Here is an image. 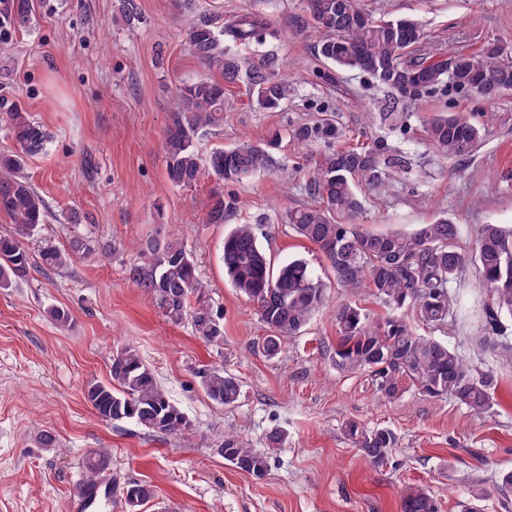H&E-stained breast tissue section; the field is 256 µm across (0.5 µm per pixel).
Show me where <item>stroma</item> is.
I'll use <instances>...</instances> for the list:
<instances>
[{"instance_id":"1","label":"stroma","mask_w":512,"mask_h":512,"mask_svg":"<svg viewBox=\"0 0 512 512\" xmlns=\"http://www.w3.org/2000/svg\"><path fill=\"white\" fill-rule=\"evenodd\" d=\"M32 0L24 29L0 26V118L21 106L46 129L43 154L23 174L44 198L47 218L26 241L31 257L48 244L91 237L102 257L54 270L31 267L0 289V512H70L88 450L107 449L118 486L154 491L145 512H400L408 486L430 491L439 512H459L471 492L487 493L483 512H512V494L494 488L512 471V366L480 344L488 299L473 265L451 288L462 305L438 333L477 370L497 378L490 412L406 390L381 401L369 376L333 366L336 325L320 310L301 336L285 340L269 360L255 353L264 336L256 308L232 287L221 260L224 226L205 221L212 191L224 192L228 222L256 224L274 262L309 261L344 301L324 258L284 221L311 203L307 173L328 147L377 148L403 170L383 193L360 185V224L372 231L412 230L442 215L458 224L472 248L484 224L512 225V92L487 102L443 81L409 98L371 75L317 54L319 37L300 27L301 0ZM376 18H409L421 29V53L445 59L487 43L512 59V0H359ZM254 13L274 30L263 43L225 40L250 65L271 62L287 83L286 100L261 108L246 85L229 93L223 125L200 132L201 153L259 143L279 131V168L244 184L173 186L165 174L164 131L173 93L183 82L219 77L192 56L185 21L207 17L228 25ZM468 112L483 139L470 156L445 159L427 143L428 111ZM332 123V139L303 142L302 128ZM176 241L192 253L200 280L224 317V342L209 345L189 323L174 325L128 278L147 264L150 246ZM69 311L56 327L51 308ZM135 347L171 401L193 424L190 436L151 433L132 421L102 422L84 398L89 382L110 379L112 356ZM223 368L239 378L242 396L224 407L205 394L200 372ZM391 428L398 446L387 465H370L344 434L347 420ZM50 445L39 440L42 431ZM283 434L269 446L272 431ZM235 436L267 452L256 480L228 465L219 450Z\"/></svg>"}]
</instances>
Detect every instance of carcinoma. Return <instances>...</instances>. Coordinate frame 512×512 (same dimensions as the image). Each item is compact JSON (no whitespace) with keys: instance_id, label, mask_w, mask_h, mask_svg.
Wrapping results in <instances>:
<instances>
[{"instance_id":"obj_1","label":"carcinoma","mask_w":512,"mask_h":512,"mask_svg":"<svg viewBox=\"0 0 512 512\" xmlns=\"http://www.w3.org/2000/svg\"><path fill=\"white\" fill-rule=\"evenodd\" d=\"M10 22L28 24L31 0H10ZM302 22L322 32L318 48L327 61L372 75L395 89L418 77L432 88L449 77L457 86L495 100L512 91V64L502 60L504 49L489 46L481 54H458L448 60L430 57L410 60L420 42L417 23L399 18L376 20L358 0H305ZM185 42L199 61L221 71V78H200L180 84L174 93V113L166 128L163 149L166 177L179 188H192L215 178L241 184L277 164L273 156L279 134L273 131L263 144L241 143L218 148L206 156L197 149L198 133L224 123V93L244 82L257 92L264 109H276L288 98V85L260 68L242 70L239 60L224 49V36L240 43L261 42L274 35L268 23L254 14L237 16L225 31L205 19H191L184 27ZM15 148L0 151V214L16 226L13 234L0 235V288L27 274L31 262L24 239L42 226L47 206L43 197L21 176L26 160L45 150L47 135L28 112L17 108L4 118ZM428 143L444 158L472 155L482 140L479 127L465 112H434L424 120ZM376 150L336 149L320 156L309 172L308 189L317 202L286 211L285 223L314 245L328 262L336 284L350 292L364 289L386 309L373 318L357 302L346 301L333 310L338 341L332 353L336 370L371 376L381 398L391 402L411 387L435 399L446 398L476 414L493 405L496 378L478 372L465 356L430 331L448 325L457 297L451 284L465 264L474 265L489 295L484 309L480 343L512 365V226L483 224L472 252L458 244V225L446 217L420 224L411 232L368 230L353 220L362 210L356 183L375 190L386 187ZM226 220L224 192L211 194L205 223ZM258 225L236 224L224 234V272L233 288L256 306L268 329L257 348L273 359L282 342L303 332L326 302L325 285L309 263L294 258L276 266L258 237ZM154 259L129 268V278L149 294L166 320L190 323L196 336L218 345L224 342V317L210 302L199 280L194 258L184 246L170 241L152 247ZM92 240L76 235L69 250L43 247L42 265L59 268L74 258H91ZM109 383L87 384L84 397L105 423L133 420L160 434L190 433L192 424L158 385L153 370L132 346L112 357ZM202 385L208 398L235 405L242 393L240 380L220 369L205 373ZM344 432L374 466L386 465L397 447L389 427L365 428L345 423ZM220 454L238 471L261 480L268 471V453L249 448L235 438L224 440ZM111 464L106 452H92L83 461L84 478L78 491L98 487L97 478ZM153 497L147 484L131 483L122 489L127 512H140ZM401 512H438L435 499L424 488L409 487L400 496Z\"/></svg>"}]
</instances>
